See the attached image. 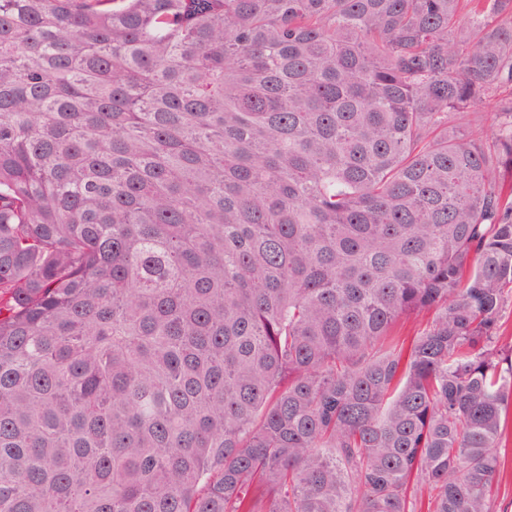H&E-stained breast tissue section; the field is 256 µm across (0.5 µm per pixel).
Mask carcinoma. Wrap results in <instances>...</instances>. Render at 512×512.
Wrapping results in <instances>:
<instances>
[{"instance_id":"carcinoma-1","label":"carcinoma","mask_w":512,"mask_h":512,"mask_svg":"<svg viewBox=\"0 0 512 512\" xmlns=\"http://www.w3.org/2000/svg\"><path fill=\"white\" fill-rule=\"evenodd\" d=\"M510 303L512 0H0V512H495Z\"/></svg>"}]
</instances>
